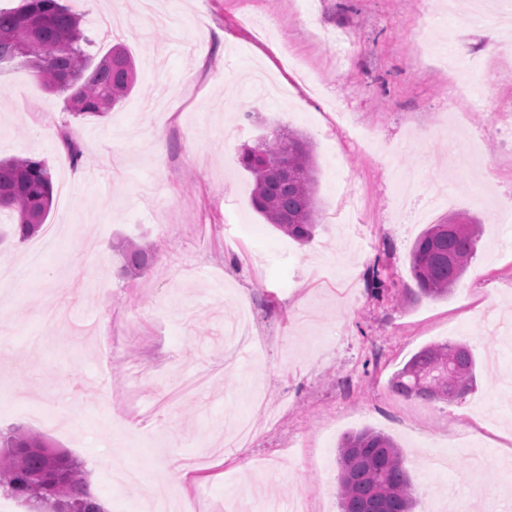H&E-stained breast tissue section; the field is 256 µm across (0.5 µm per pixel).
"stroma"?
Listing matches in <instances>:
<instances>
[{"mask_svg":"<svg viewBox=\"0 0 512 512\" xmlns=\"http://www.w3.org/2000/svg\"><path fill=\"white\" fill-rule=\"evenodd\" d=\"M70 0L91 55L130 50L136 89L107 116L76 117L22 68L0 69V157L49 164L44 235L0 244V429L22 427L89 464L106 512L159 499L224 512L256 490L312 512H340L337 445L362 429L393 437L427 512L430 490H469L471 468L448 437L469 433L494 455L512 406V58L492 46L501 0ZM344 32L349 58L316 30ZM302 133L316 163L319 226L299 244L251 203L243 145L279 128ZM82 147L72 162L61 141ZM452 188L482 225L476 254L448 297L410 300L409 252L423 203ZM154 249L138 276L118 246ZM262 256L256 266L254 256ZM378 269L388 283L368 288ZM248 307L260 357L225 371L224 326ZM464 343L476 384L462 399L392 392L413 353ZM257 433L223 464L183 461L222 445L224 419ZM308 443L299 450L297 441ZM106 457L140 470L112 483Z\"/></svg>","mask_w":512,"mask_h":512,"instance_id":"1","label":"stroma"}]
</instances>
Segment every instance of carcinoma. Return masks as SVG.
<instances>
[{
	"instance_id": "obj_1",
	"label": "carcinoma",
	"mask_w": 512,
	"mask_h": 512,
	"mask_svg": "<svg viewBox=\"0 0 512 512\" xmlns=\"http://www.w3.org/2000/svg\"><path fill=\"white\" fill-rule=\"evenodd\" d=\"M81 17L64 0H21L0 9V65L29 69L43 86L65 95V110L76 117L107 116L135 88L137 75L128 51L112 48L95 61ZM288 155V172L275 163ZM239 163L253 178V206L269 224L301 242L317 226L316 167L310 141L280 129L255 145L243 146ZM51 168L43 159H0V214L11 218L13 237H34L51 211ZM481 225L466 214L427 228L410 251V270L421 296L448 295L476 254ZM121 257L128 272L152 264V250L130 240ZM476 361L465 344L421 348L392 377L390 387L404 398L458 400L475 382ZM341 512H414L417 504L408 461L388 435L364 429L345 436L338 449ZM0 488L35 512H105L88 497L80 462L44 436L13 427L0 430Z\"/></svg>"
}]
</instances>
